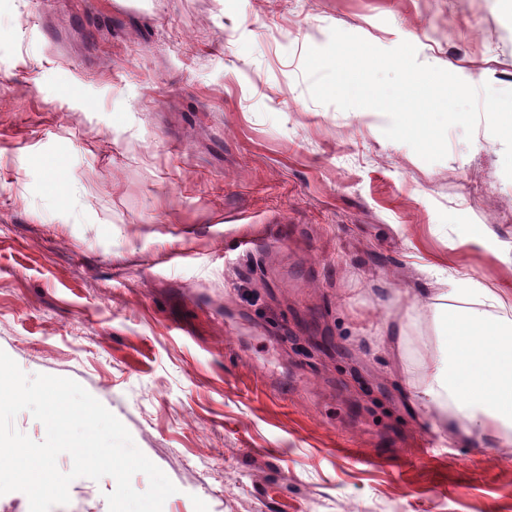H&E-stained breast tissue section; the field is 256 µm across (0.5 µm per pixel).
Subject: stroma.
Wrapping results in <instances>:
<instances>
[{
  "label": "stroma",
  "instance_id": "1",
  "mask_svg": "<svg viewBox=\"0 0 512 512\" xmlns=\"http://www.w3.org/2000/svg\"><path fill=\"white\" fill-rule=\"evenodd\" d=\"M334 28L512 89V0H0V350L110 410L176 486L163 512H512L501 441L421 455L396 364L440 328L393 327L423 265L512 284L469 244L512 248L504 146L455 126L428 163L314 101Z\"/></svg>",
  "mask_w": 512,
  "mask_h": 512
}]
</instances>
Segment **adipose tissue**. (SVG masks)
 <instances>
[{"instance_id":"1","label":"adipose tissue","mask_w":512,"mask_h":512,"mask_svg":"<svg viewBox=\"0 0 512 512\" xmlns=\"http://www.w3.org/2000/svg\"><path fill=\"white\" fill-rule=\"evenodd\" d=\"M503 294L471 278L451 279L432 299L444 354L421 352L426 377L413 390L419 406L438 409L439 431L512 437V310Z\"/></svg>"}]
</instances>
